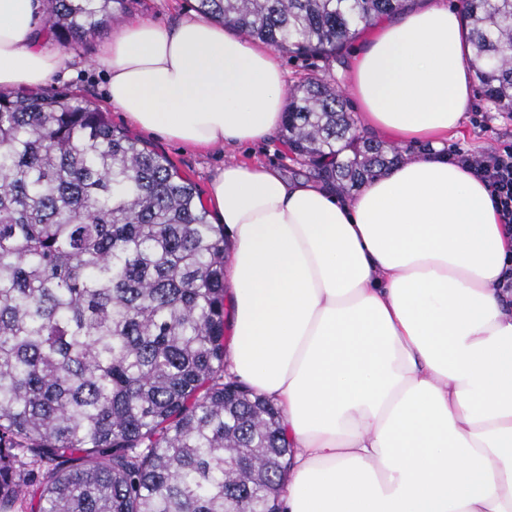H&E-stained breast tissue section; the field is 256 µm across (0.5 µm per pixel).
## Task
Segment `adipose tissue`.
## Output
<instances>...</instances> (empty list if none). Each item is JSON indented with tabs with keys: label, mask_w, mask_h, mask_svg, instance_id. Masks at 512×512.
I'll use <instances>...</instances> for the list:
<instances>
[{
	"label": "adipose tissue",
	"mask_w": 512,
	"mask_h": 512,
	"mask_svg": "<svg viewBox=\"0 0 512 512\" xmlns=\"http://www.w3.org/2000/svg\"><path fill=\"white\" fill-rule=\"evenodd\" d=\"M36 0H0V88H37L66 57L41 47ZM108 100L138 127L208 149L284 119L271 49L191 15L113 32ZM457 10L427 0L378 22L347 88L358 124L427 143L349 200L263 164L210 185L231 248L228 372L281 410L286 512H512V238L485 184L449 159L473 102Z\"/></svg>",
	"instance_id": "1"
}]
</instances>
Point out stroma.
<instances>
[{"label":"stroma","mask_w":512,"mask_h":512,"mask_svg":"<svg viewBox=\"0 0 512 512\" xmlns=\"http://www.w3.org/2000/svg\"><path fill=\"white\" fill-rule=\"evenodd\" d=\"M193 6L194 0H127L125 9L116 12L112 26L103 27L82 40L62 46L51 37H43V47L61 50L66 56L63 67L46 84V91H67L108 110L114 127L134 132L143 143L168 157L203 197L207 196L213 177L225 162L232 159L277 168L291 180L309 178L308 165L289 152L282 136L237 147H215L205 152L175 143L156 133L135 129L125 113L111 109L107 100L105 70L99 66L97 57L101 46L111 39L113 25L143 18L170 27L181 18L192 15ZM358 45V40H351L336 55L328 58L282 53L278 59L288 75L289 86L318 76L340 90L345 86ZM473 98L474 107L485 112L486 121L481 126L464 122L459 135L449 138V147H459L477 154L500 142L512 141V114L501 111L484 96L481 89H474Z\"/></svg>","instance_id":"obj_1"}]
</instances>
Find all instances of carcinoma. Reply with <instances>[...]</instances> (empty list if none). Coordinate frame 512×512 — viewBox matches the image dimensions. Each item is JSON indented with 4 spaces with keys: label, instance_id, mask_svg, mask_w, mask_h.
Wrapping results in <instances>:
<instances>
[{
    "label": "carcinoma",
    "instance_id": "cac0c4a2",
    "mask_svg": "<svg viewBox=\"0 0 512 512\" xmlns=\"http://www.w3.org/2000/svg\"><path fill=\"white\" fill-rule=\"evenodd\" d=\"M67 44L124 0H50ZM414 0H196L289 53L342 49ZM471 64L512 112V0H464ZM285 139L352 191L401 153L356 133L321 78ZM224 225L169 160L70 93L0 91V512L48 463L42 512H281V413L227 375Z\"/></svg>",
    "mask_w": 512,
    "mask_h": 512
}]
</instances>
